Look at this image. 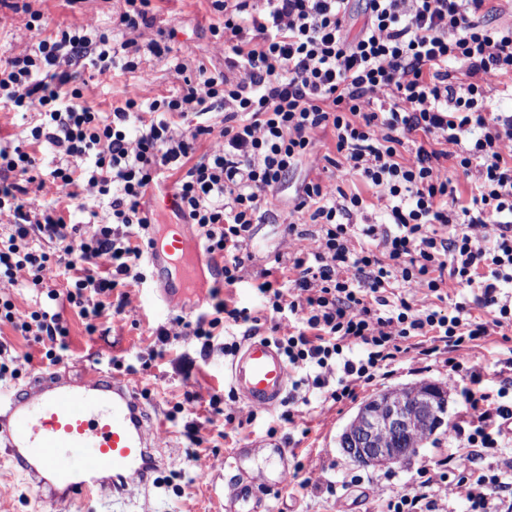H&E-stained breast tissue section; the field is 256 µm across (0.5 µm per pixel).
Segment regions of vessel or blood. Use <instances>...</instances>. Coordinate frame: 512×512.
I'll return each mask as SVG.
<instances>
[{
    "mask_svg": "<svg viewBox=\"0 0 512 512\" xmlns=\"http://www.w3.org/2000/svg\"><path fill=\"white\" fill-rule=\"evenodd\" d=\"M198 249L189 225H175L170 238L153 239L147 248L153 276L176 275L180 289L191 290ZM227 376L249 407L271 410L285 400L292 373L271 340L254 336L234 355ZM156 437L140 391L92 366L76 376L54 369L21 387L0 388V450L39 495L59 505L105 489L154 486V473L167 465L152 453ZM263 446L261 466L251 445L235 449L236 477L224 493V512H266L262 488L287 483L293 450L273 438Z\"/></svg>",
    "mask_w": 512,
    "mask_h": 512,
    "instance_id": "b4317fda",
    "label": "vessel or blood"
}]
</instances>
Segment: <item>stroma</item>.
Masks as SVG:
<instances>
[{
    "mask_svg": "<svg viewBox=\"0 0 512 512\" xmlns=\"http://www.w3.org/2000/svg\"><path fill=\"white\" fill-rule=\"evenodd\" d=\"M158 29L169 32L170 45L179 54L200 57L210 54L212 41L209 28L217 20L209 0H154ZM122 0H79L69 5L67 0H31V7L41 13L46 33L57 28L89 21L108 29L112 19L121 10ZM83 97L87 105L100 112L111 111L124 99L128 84L137 82L142 95L152 98L166 95L183 86L167 57L143 54L136 72L118 74L113 81L100 82L93 70L83 73ZM334 170L303 166L290 174L276 193L273 206L262 208L252 239L247 245L255 268L272 266L277 254L284 249L289 223H303L305 215L294 210L297 187L306 179L332 180ZM160 281L140 286L129 285L131 303L124 315L101 319L97 332L88 333L76 314H69V352L63 367L78 370L94 362L105 363L110 358L134 360L137 353L151 341V332L173 317H193L205 311L208 299L175 297L173 306L158 308L154 303ZM512 357V339L503 340L494 335L481 346L469 351L470 363L488 367L485 385L499 386V361ZM228 359L222 352H214L208 359H200L197 344L192 337H171L162 358L147 370L126 375L130 385L150 390L147 409L150 414L164 419L158 437L161 451L171 456L174 467L162 470L161 488L143 492L137 489L117 496L111 491L101 492L84 504L68 505L65 512H220V498L225 481L231 480L229 467L235 448L256 439L276 438L295 448L296 457L290 462L292 475L287 485L264 491L269 512H378L381 502L395 492L412 484L418 470L424 465H436L448 454V437L435 433L422 445L407 463L358 466L353 464L338 445L340 434L356 412L360 402L389 388L418 382H448V366L444 357H432L413 366H396L391 375L377 378L358 393L357 400L343 403L322 401L311 397L309 404H297L294 424L280 422L279 410L259 412L255 420H248V407L230 397V385L224 379ZM202 395L196 408V419L203 439L198 452L217 466L222 482L208 487L198 481H189L192 463L187 457L189 442L182 423L167 421L166 411L185 392ZM223 397L224 412L215 415L207 410L206 397ZM233 421H226V414ZM332 482L329 493L315 494L304 489L303 481ZM0 512H53L51 506L35 494L28 478L13 469L10 460L0 457Z\"/></svg>",
    "mask_w": 512,
    "mask_h": 512,
    "instance_id": "35a3bbf8",
    "label": "stroma"
}]
</instances>
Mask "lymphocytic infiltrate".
Returning a JSON list of instances; mask_svg holds the SVG:
<instances>
[{
  "label": "lymphocytic infiltrate",
  "mask_w": 512,
  "mask_h": 512,
  "mask_svg": "<svg viewBox=\"0 0 512 512\" xmlns=\"http://www.w3.org/2000/svg\"><path fill=\"white\" fill-rule=\"evenodd\" d=\"M123 2L111 31L66 26L0 58V103L37 118L26 143L0 145V323L46 345L54 364L67 348L65 310L91 332L103 316L123 314L126 283L147 280L153 217L142 201L175 177L179 217L222 261L219 285L207 311L155 329L149 358L181 331L198 341L200 359L234 355L239 341L227 327L253 332L260 322L221 296L243 282L287 322L275 339L293 375L285 423L300 393L352 400L393 365L447 355L448 384L466 405L448 439L468 453L449 454L444 472L422 468L381 512H447L452 489L470 512H512V456L499 455L512 443V380L488 389L485 369L460 356L492 330L512 329V300L501 293L512 284V115L487 103L490 79L512 78V20L490 24L489 0H364L354 36L351 0H210L223 17L210 28L223 67L176 59L182 91L146 99L134 84L103 113L83 100L84 68L107 80L136 71L142 50L171 52L155 37L152 0ZM452 61L465 82L449 72ZM217 108L223 127L202 123ZM326 132L334 168L374 189L388 228L356 223L367 208L358 191L312 179L294 206L312 229L289 224L287 251L252 270L246 246L259 211L290 172L316 161ZM206 136L209 149L198 154ZM458 172L475 177L466 202ZM64 201L92 224L66 222ZM452 283L481 293L445 311ZM19 286L41 290L45 302L19 312L10 294ZM423 295L434 304H421ZM489 455L497 464L476 467Z\"/></svg>",
  "instance_id": "f902f5d3"
}]
</instances>
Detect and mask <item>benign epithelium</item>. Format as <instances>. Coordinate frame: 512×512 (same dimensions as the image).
Here are the masks:
<instances>
[{"label": "benign epithelium", "mask_w": 512, "mask_h": 512, "mask_svg": "<svg viewBox=\"0 0 512 512\" xmlns=\"http://www.w3.org/2000/svg\"><path fill=\"white\" fill-rule=\"evenodd\" d=\"M448 398L447 388L423 381L382 391L357 410L344 429V453L360 466L401 463L418 452L416 448H388L395 435H408L420 417V409L433 395Z\"/></svg>", "instance_id": "benign-epithelium-1"}]
</instances>
